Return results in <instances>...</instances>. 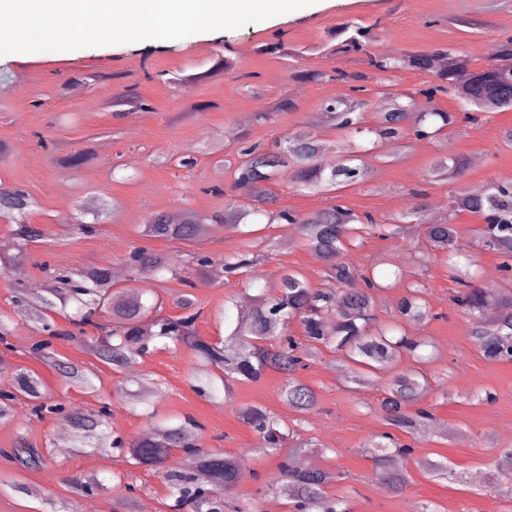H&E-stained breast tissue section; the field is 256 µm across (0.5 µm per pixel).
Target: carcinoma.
I'll return each instance as SVG.
<instances>
[{"mask_svg":"<svg viewBox=\"0 0 512 512\" xmlns=\"http://www.w3.org/2000/svg\"><path fill=\"white\" fill-rule=\"evenodd\" d=\"M373 26L356 20L347 21L330 34L332 44H323L313 51L325 56L350 52L361 53L370 67L369 73L334 70L333 73L294 70V76L313 80H332L348 85L349 94L321 104L320 129L302 128L271 148L241 142L224 167L233 174V185L244 192L247 201H234L224 211L211 215L184 210L180 222L174 224L163 213H155L141 225V235L150 239L177 241L192 246L183 264H171L167 254L136 248L130 252L126 265L132 281L148 275L157 283L185 280L192 271L197 276L217 278L248 276L253 284L261 281L257 271L258 258L248 250H241L216 259L200 248L209 237L223 233L224 227L252 235L249 226L257 220L268 224H297L313 255L325 263L330 287L314 288L307 277L288 270L278 286L271 290L259 288L255 305L228 318L227 337L217 342L201 339L196 320L201 314L190 294L176 298V305L184 310L180 317L155 318L154 309L162 305L160 294L154 288L130 286L116 289L110 269L96 266L80 268H53L47 262L42 269L48 273L50 287L34 296L24 288L27 269L25 258L15 254L0 258V274L15 281L13 303L17 309L29 311L36 330L45 339L33 347L36 358L53 367L66 382L85 393H96V369L70 365L57 358L54 341L84 342L95 363L121 372L132 361L147 351L146 342L155 340L164 347L185 345L196 355L193 380L197 390L212 398L229 399L235 382L257 381L268 369L288 376L280 398L283 405L297 416L293 420L264 408L250 406L239 410V419L259 434L260 452L281 456L277 470L264 483V492L278 487L288 488L293 512H350L346 497L331 495L328 487L345 479L340 472L327 470H298L294 454L317 450V443L301 435L300 416L317 405L315 390L295 377L307 366V361L321 348L341 354L346 363L347 382L363 386L377 377L384 363L392 360L414 359L425 341L410 334L409 328L434 317L423 298L424 289L411 285L395 303L393 321L377 323L376 310L384 295L401 285L406 273L389 259L378 260L365 268L346 258L349 249L363 244L372 235H394L402 231L400 224L414 217L422 223L423 204L393 216L389 221L373 214H357L340 202V192L362 182L370 162L388 158L384 148L398 150L412 135L417 139H432L445 129L460 122L472 128L482 124L490 111L512 110V84L505 82L503 73L512 71V33L496 41V53L487 63L473 68L469 78L458 80V70L466 59L449 49H400L392 54L372 51L375 36ZM278 52L299 58L304 50L288 46L283 39L266 45L261 52ZM398 69H416L430 75L423 88L416 91L432 104L440 95H453L463 107V116L440 110L434 106L421 110L415 95L394 88L385 76ZM375 83L370 88L366 82ZM373 92L383 99V105L373 108L365 93ZM336 150V162L330 168L320 163L324 149ZM466 166L464 158L450 155L437 160L429 170L430 182L453 181ZM286 178L298 192H317L326 196L328 205L308 215H299L288 209H273L274 197L269 184ZM448 216L469 212L483 219L475 242L483 250L494 251L503 261L501 269L512 270V184L490 183L486 190L474 195L462 187L448 190ZM38 208V201L28 192L0 187V214L16 225L15 235L23 243L42 239L45 231L29 222L30 214ZM110 214L103 201L85 202L79 215L68 225L71 232L92 235L102 219ZM461 231L448 219L426 225V245L434 251L440 264L448 271L455 284L452 301L472 321L473 341L489 359L512 358V290L488 294L478 288L477 264L471 255L460 248ZM392 268L382 278L374 269L378 264ZM501 309L500 316L487 324L482 320L489 303ZM63 312L71 328L58 326L53 315ZM298 321L302 339L290 334V322ZM97 331L86 335L85 327ZM131 382L137 389L119 387L127 398L131 413L154 420L149 432L136 442H128L119 434H112L107 425L111 403L98 398V406L90 412L71 410L53 400L43 380L32 371H20L0 389V422L12 416L13 402L24 396L31 402L32 414L37 418L60 416L70 422L76 447L83 452L112 455L124 453L133 466L150 468L160 474L170 491L169 504L175 512H245L233 507L224 498L242 480L238 465L230 456L209 453L197 444L201 424L186 416L175 424L157 418L154 397L157 381L144 375L134 376ZM429 381L418 371L397 374L378 401V411L387 431L371 438L366 444L371 457L381 472L382 481L396 489L408 483L409 475L388 469L389 458L409 456L412 449L397 442L394 432L414 435L433 424L432 408L421 404L428 392ZM292 451L283 455L285 447ZM182 459L168 463L175 451ZM0 454L17 467L35 471L45 463L44 453L26 438L10 448H1ZM496 473L509 483L512 493V448L498 449L494 461ZM420 466L440 481L461 478L460 473L446 461L422 462ZM76 490L91 494L98 489L116 494L122 502L134 491V486L114 474L109 479L79 475L70 479ZM43 512H78L75 501H43Z\"/></svg>","mask_w":512,"mask_h":512,"instance_id":"carcinoma-1","label":"carcinoma"}]
</instances>
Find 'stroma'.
Instances as JSON below:
<instances>
[{"mask_svg":"<svg viewBox=\"0 0 512 512\" xmlns=\"http://www.w3.org/2000/svg\"><path fill=\"white\" fill-rule=\"evenodd\" d=\"M355 18L373 26L376 52L445 46L474 66L488 59L490 42L512 32V0H317L314 8L213 35L48 51L26 59L0 57V86L8 88L0 96V185L23 188L38 200L30 221L45 231L42 240L25 247L26 285H45L42 262L76 268L101 266L109 260L121 266L136 247L167 253L173 264H182L180 245L142 237L139 224L157 212L223 210L235 191L220 158L237 147L236 142L225 141V130L232 128L247 134L250 142L272 145L344 90L343 84L333 81L297 82L287 57L258 53V46L281 35L292 46L308 48L299 62L302 69L363 71L367 65L361 55L326 57L314 51L332 27ZM224 56L233 61L235 77L213 74V66ZM175 75L181 76L180 85L169 84V77ZM296 85L304 93L295 98V111L260 119V112ZM127 86L146 107L115 114L112 102ZM510 127L508 110L491 113L473 128L461 123L435 138L410 140L398 160L373 162L376 176L345 190L342 201L355 212L386 219L409 209L412 190L422 189L434 220H443L449 215L445 205L449 186L427 182L429 167L449 150L468 161L460 179L464 188L505 181L512 176V150L499 148L497 140L500 130ZM80 150L90 153L84 165L58 164V157ZM187 156L197 160L193 169L178 165ZM94 195L113 201L111 222L99 225L89 236L68 234L66 224L76 216L80 201ZM452 218L461 231V244H469L480 217L461 212ZM254 238L263 254L260 271L279 276L294 269L305 274L313 287H323L324 265L297 225H264ZM385 257L408 271L411 281L424 285L425 299L435 314L412 334L425 341L420 353L431 378L425 401L442 427L414 436L400 434V441L412 448L401 461L411 479L403 490H384L366 444L385 430L377 410L385 378L355 391L344 390L339 369L343 358L326 349L297 373L318 396L317 408L302 418L307 436L324 448L317 462L345 473L336 489L347 496L351 512H414L422 502L437 505L440 512H512V498L490 486L496 450L512 447V361L488 359L474 347L471 321L452 302L453 285L425 246L422 226L408 224L397 238L372 237L352 254L361 264ZM187 291L202 310L197 333L209 342L226 335V299L257 293L243 276L206 288L196 275L187 286L172 280L165 285V315H179L173 298ZM39 339L32 323H13L6 344H0V358L6 359L11 371L38 373L48 391L67 406L93 408V396L69 386L33 357L30 349ZM193 364V351L182 345L150 351L139 358L136 368L157 378L160 416L176 421L190 415L202 424L198 437L202 448L236 458L251 454L242 481L226 497L264 512L268 497L259 491L261 480L275 472L279 459L254 453L258 435L240 422L237 410L252 405L283 412L280 391L285 377L266 371L258 381L236 385L231 400L213 402L193 390ZM98 373L102 394L111 398L113 431L136 440L148 421L129 413L123 397L117 395L123 374L106 367ZM476 392L492 393L493 398L475 401ZM63 425L57 417H33L27 400L16 401L11 420L0 424V448L24 437L47 449L48 455L37 472L16 469L0 457V475L19 479L34 494L74 498L81 504L91 501L97 512H112L111 494H80L69 480L79 474L97 472L107 477L127 471L137 485L131 512H140L145 503L152 512H168V487L157 473L129 469L117 455L103 458L73 448L60 452L56 438ZM441 457L463 473V482H436L419 466L420 461Z\"/></svg>","mask_w":512,"mask_h":512,"instance_id":"obj_1","label":"stroma"}]
</instances>
